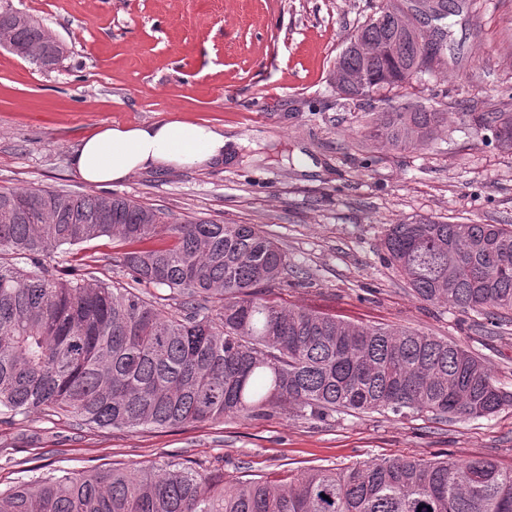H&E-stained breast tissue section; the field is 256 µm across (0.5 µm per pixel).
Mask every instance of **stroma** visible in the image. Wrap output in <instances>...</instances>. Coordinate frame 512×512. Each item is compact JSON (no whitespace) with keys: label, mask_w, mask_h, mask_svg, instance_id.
Segmentation results:
<instances>
[{"label":"stroma","mask_w":512,"mask_h":512,"mask_svg":"<svg viewBox=\"0 0 512 512\" xmlns=\"http://www.w3.org/2000/svg\"><path fill=\"white\" fill-rule=\"evenodd\" d=\"M65 44L51 70L0 48V188L89 193L69 156L99 124L170 116L223 126L234 161L204 171H145L114 193L178 221L256 224L288 256L286 283L267 298L368 325L411 327L478 353L512 390V335L484 332L475 312L422 303L381 260L387 225L415 216L512 224V147L475 131L478 112H512V0H458L446 70L407 98L356 101L333 82L336 58L379 0H12ZM448 115L427 146L370 141V113L403 101ZM310 161L312 170L300 169ZM122 244L102 237L48 261L75 259L122 287ZM512 466V408L489 418L341 413L325 421L278 411L178 428H77L30 414L0 425V489L56 470L158 468L172 458L232 480L280 479L383 458Z\"/></svg>","instance_id":"1"}]
</instances>
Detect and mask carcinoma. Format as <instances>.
<instances>
[{
  "label": "carcinoma",
  "mask_w": 512,
  "mask_h": 512,
  "mask_svg": "<svg viewBox=\"0 0 512 512\" xmlns=\"http://www.w3.org/2000/svg\"><path fill=\"white\" fill-rule=\"evenodd\" d=\"M2 29L27 58L56 61L45 26L11 0H0ZM447 38L409 23L401 0H381L336 60V87L356 100L402 89L434 71ZM474 122L512 147V112ZM447 127L448 113L408 103L377 113L369 136L419 147ZM101 237L135 245L120 256L128 286L81 269L60 276L46 262L54 249ZM383 251L416 300L482 312L487 333H512L511 227L420 216L389 225ZM2 255L0 423L43 411L79 427L166 429L273 408L324 421L345 412L479 419L512 407V391L460 345L265 298L288 258L255 224L179 222L112 193L0 190ZM0 512H512V467L383 459L275 483L227 481L172 460L158 472L22 480L0 492Z\"/></svg>",
  "instance_id": "obj_1"
}]
</instances>
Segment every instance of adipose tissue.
Returning a JSON list of instances; mask_svg holds the SVG:
<instances>
[{
	"label": "adipose tissue",
	"mask_w": 512,
	"mask_h": 512,
	"mask_svg": "<svg viewBox=\"0 0 512 512\" xmlns=\"http://www.w3.org/2000/svg\"><path fill=\"white\" fill-rule=\"evenodd\" d=\"M237 147L223 127L184 119L107 124L83 138L69 163L93 187H108L149 170H204L232 160Z\"/></svg>",
	"instance_id": "1"
}]
</instances>
